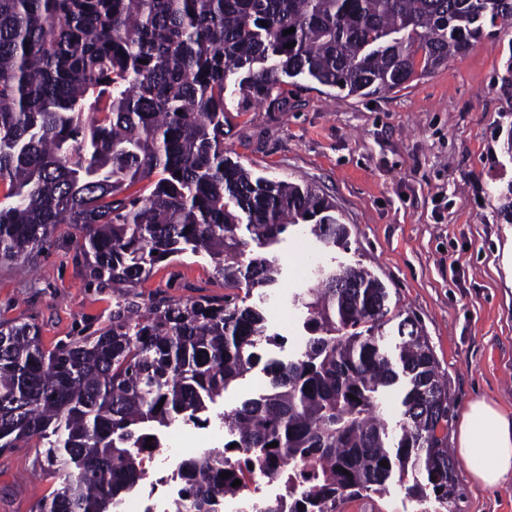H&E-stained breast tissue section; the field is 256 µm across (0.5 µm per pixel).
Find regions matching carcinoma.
Returning <instances> with one entry per match:
<instances>
[{"label":"carcinoma","instance_id":"cac0c4a2","mask_svg":"<svg viewBox=\"0 0 512 512\" xmlns=\"http://www.w3.org/2000/svg\"><path fill=\"white\" fill-rule=\"evenodd\" d=\"M488 25H512V0H0V263L28 265L68 224L87 276L115 299L111 324L47 352L35 327L0 321V451L45 440L62 473L39 512H113L142 476L151 424L208 425L261 360L265 318L239 290L273 285L278 268L243 260L249 241L309 224L348 245L319 186L254 179L224 158L227 77L248 69L247 103L283 96L282 75L384 94L466 54ZM146 180L149 194H127ZM495 191L512 224V179ZM185 254L207 257L228 293L138 291ZM298 301L313 337L224 414L233 442L288 488V512H340L393 480L453 512L448 381L423 327L396 314L390 358L375 335L388 292L360 266L319 274ZM402 377L391 428L381 396ZM227 464L214 449L183 462L185 512L241 494L245 470L222 478Z\"/></svg>","mask_w":512,"mask_h":512}]
</instances>
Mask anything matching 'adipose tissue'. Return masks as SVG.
I'll use <instances>...</instances> for the list:
<instances>
[{"label": "adipose tissue", "mask_w": 512, "mask_h": 512, "mask_svg": "<svg viewBox=\"0 0 512 512\" xmlns=\"http://www.w3.org/2000/svg\"><path fill=\"white\" fill-rule=\"evenodd\" d=\"M455 446L476 484L490 489L512 484V418L495 403L480 398L468 404Z\"/></svg>", "instance_id": "obj_1"}]
</instances>
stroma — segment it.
Wrapping results in <instances>:
<instances>
[{"mask_svg":"<svg viewBox=\"0 0 512 512\" xmlns=\"http://www.w3.org/2000/svg\"><path fill=\"white\" fill-rule=\"evenodd\" d=\"M512 28H492L462 57L401 88L349 96L299 75L276 106L237 108L239 74L226 81L224 153L253 176L310 181L331 195L351 247L324 245L307 225L268 248L281 274L253 290L278 345L263 359L288 360L309 334L295 296L312 286L313 263L332 271L357 263L377 275L392 311L422 324L448 377L452 417L477 397L512 413V224L493 188L512 179L501 151L512 123ZM144 295L220 298L224 282L207 260L160 263ZM112 319L111 287L91 281L76 258L74 230L58 227L27 272L0 264V320L38 328L45 350ZM455 512H512V486L494 490L457 464ZM59 479L34 444L0 452V512H36Z\"/></svg>","mask_w":512,"mask_h":512,"instance_id":"35a3bbf8","label":"stroma"}]
</instances>
